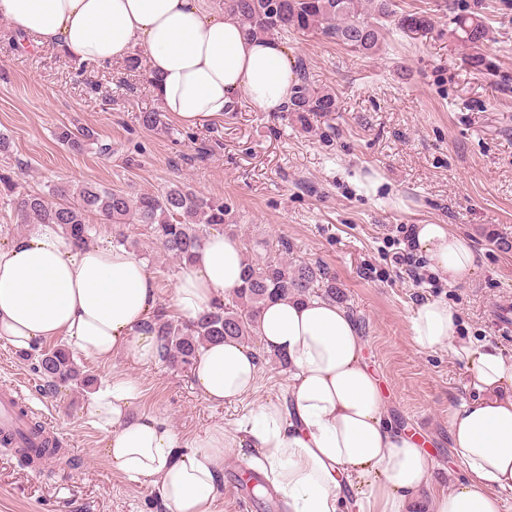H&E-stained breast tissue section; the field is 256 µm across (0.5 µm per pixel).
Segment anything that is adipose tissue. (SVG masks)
Segmentation results:
<instances>
[{
	"instance_id": "adipose-tissue-1",
	"label": "adipose tissue",
	"mask_w": 512,
	"mask_h": 512,
	"mask_svg": "<svg viewBox=\"0 0 512 512\" xmlns=\"http://www.w3.org/2000/svg\"><path fill=\"white\" fill-rule=\"evenodd\" d=\"M0 16L35 45L83 62H118L141 46L155 94L187 127L223 116L241 95L262 111H281L296 81L286 47L246 36L207 0H0ZM413 245L447 283L478 269L467 236L451 225H417ZM243 274L239 243L208 234L182 264L170 308L182 321L196 320L240 288ZM158 301L146 263L127 248L79 246L55 224L0 246V339L15 348L61 337L102 365L125 354L149 366L162 354L148 327ZM410 328L419 350L445 348L463 363L474 391L450 412L448 488L426 503L433 463L423 440L387 415L358 325L332 301L265 306L260 336L287 367L288 389L235 432L216 427L182 443L166 420L134 413L138 390L129 379L97 388L85 414L111 437V468L153 484L169 512H215L224 457L235 447L248 449L287 512H502L512 493V355L461 336L459 312L444 301L418 305ZM260 370L258 353L217 340L204 347L192 379L207 401L230 405L255 392Z\"/></svg>"
}]
</instances>
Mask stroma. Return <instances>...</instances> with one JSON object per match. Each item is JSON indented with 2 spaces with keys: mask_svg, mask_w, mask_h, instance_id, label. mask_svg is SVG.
<instances>
[{
  "mask_svg": "<svg viewBox=\"0 0 512 512\" xmlns=\"http://www.w3.org/2000/svg\"><path fill=\"white\" fill-rule=\"evenodd\" d=\"M396 2L432 14V30L394 33L373 56L313 32L283 37L310 85L336 93L335 112L311 116L305 126L242 98L218 120L187 127L170 117L165 129L145 128L140 113L162 109L147 66L84 63L16 40L0 17V135L22 164L25 187L95 183L157 193L181 179L224 200L234 218L224 233L246 244L254 262L282 256L327 267L360 325L388 414L425 435L444 485L453 465L448 411L472 392L448 350L414 346L410 316L421 301L446 300L460 314L462 335L512 354V334L498 333L493 321L497 308L512 306V0ZM456 12L487 22L488 71L471 70L451 37ZM73 124L96 130L98 143L70 152L55 130ZM418 224L466 233L478 256L468 282L433 288L391 266L392 239ZM124 230L168 307L177 263L148 226ZM282 240L287 250H279ZM249 346L260 354L257 389L224 406L209 403L187 370L141 367L124 355L106 366L83 357L77 363L96 387L116 377L135 382L137 412L165 419L191 442L214 427L234 432L243 416L285 392L287 369L265 353L261 338ZM37 356L0 339V382L21 386L42 419L70 439L71 454L45 480L0 447V512H169L150 483L112 470L110 436L84 413L87 390L67 384L45 393Z\"/></svg>",
  "mask_w": 512,
  "mask_h": 512,
  "instance_id": "obj_1",
  "label": "stroma"
}]
</instances>
